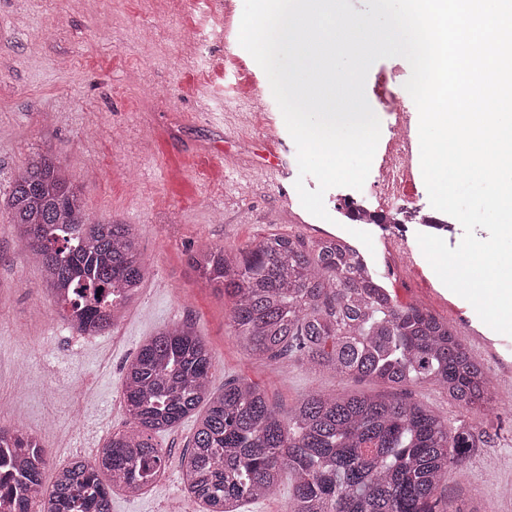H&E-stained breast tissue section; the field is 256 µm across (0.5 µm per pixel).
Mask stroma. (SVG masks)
<instances>
[{
    "label": "stroma",
    "mask_w": 512,
    "mask_h": 512,
    "mask_svg": "<svg viewBox=\"0 0 512 512\" xmlns=\"http://www.w3.org/2000/svg\"><path fill=\"white\" fill-rule=\"evenodd\" d=\"M239 20L224 23L207 0H0V196L30 155L51 154L83 186L91 219L133 225L148 260L143 285L119 329L92 339L66 328L42 291L39 267L21 257L6 212H0V397L27 432L54 449L57 464L94 460L96 448L132 425L123 401L126 365L141 344L181 320L194 323L212 358L210 387L243 377L287 409L315 393L383 395L422 403L449 426L473 428L478 447L449 473L436 495L461 512L490 504L512 512L502 488L512 484V389L479 347L473 357L495 386L490 405L469 412L437 385L388 388L309 369L295 360L251 359L232 335L230 298L205 283L187 253L210 245L244 249L270 233L296 234L312 243L306 225L316 216L301 204L296 147L286 154L289 176L274 182L262 169L268 127L287 128L267 90L268 78L239 43ZM197 32L198 41L187 38ZM411 67L401 57L375 62L365 83L388 142L393 115L379 95L405 97L411 127L419 114L408 100ZM265 87L268 107L250 112L253 85ZM326 229L364 249L381 284L401 305H415L458 325L475 317L469 302L451 295L422 253L419 224L394 212L406 247L385 251L379 229L355 223L339 188L326 191ZM25 363L28 383L14 392L11 376ZM197 417L189 415L157 434L171 464L142 494L113 493L112 512H204L188 497L178 461Z\"/></svg>",
    "instance_id": "stroma-1"
}]
</instances>
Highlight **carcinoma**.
I'll list each match as a JSON object with an SVG mask.
<instances>
[{"label": "carcinoma", "mask_w": 512, "mask_h": 512, "mask_svg": "<svg viewBox=\"0 0 512 512\" xmlns=\"http://www.w3.org/2000/svg\"><path fill=\"white\" fill-rule=\"evenodd\" d=\"M0 207L64 322L96 336L121 319L104 289L128 302L147 273L132 225L90 220L81 185L47 154L19 168ZM189 263L232 300V335L250 358L294 357L391 387L433 383L468 409L492 400L487 372L454 329L398 304L341 240L308 246L299 235L270 234L237 253L207 246ZM211 367L189 322L150 337L124 375L135 429L112 435L92 462L72 460L49 485V450L21 427L0 426V469L8 470L0 512H111L113 489L137 494L165 471L169 457L153 435L203 402L179 467L205 512H242L273 494L285 470L295 476L290 512H451L435 493L477 448L471 428L451 429L420 403L379 396L313 394L284 414L245 379L211 391Z\"/></svg>", "instance_id": "1"}]
</instances>
